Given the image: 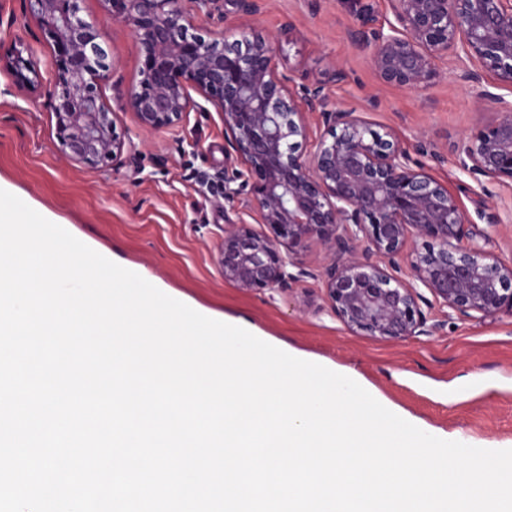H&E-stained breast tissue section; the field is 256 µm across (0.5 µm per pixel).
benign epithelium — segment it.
<instances>
[{"instance_id": "benign-epithelium-1", "label": "benign epithelium", "mask_w": 512, "mask_h": 512, "mask_svg": "<svg viewBox=\"0 0 512 512\" xmlns=\"http://www.w3.org/2000/svg\"><path fill=\"white\" fill-rule=\"evenodd\" d=\"M112 21L130 27L143 55L142 79L127 91L139 127L156 130L180 122L196 106L191 92L212 102L230 133L224 167V199L250 194L244 210L269 226L255 231L245 221L224 225L220 265L224 281L245 290H286L298 248L312 238L323 246L325 295L349 330L377 341H398L425 332L419 288L459 314L493 318L512 312V261L479 244L463 245L470 224L457 198L413 160L395 132L380 134L354 111L330 103L325 86L346 72L296 92L279 74L273 39L253 30L229 40L189 33L193 9L214 0H102ZM388 28L350 30L379 78L424 89L440 77L438 62L454 64L463 83L487 74L512 86V0H389ZM191 3L195 8L186 7ZM31 15L59 49L56 83L65 154L79 162L116 155L114 119L96 93L108 78L109 52L94 25L80 15L79 0H28ZM14 76L22 89L38 82V63L20 61ZM484 99L495 117L455 145L457 168L481 186L512 181V101L489 90ZM317 116L328 137L312 156L299 151L308 118ZM241 181L233 189L230 183ZM431 240L407 255L410 278L388 268L404 255L409 239Z\"/></svg>"}]
</instances>
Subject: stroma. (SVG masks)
<instances>
[{
    "mask_svg": "<svg viewBox=\"0 0 512 512\" xmlns=\"http://www.w3.org/2000/svg\"><path fill=\"white\" fill-rule=\"evenodd\" d=\"M81 8L110 48L114 76L97 93L114 113L124 147L116 158L94 163L61 151L57 48L26 0H0V182L53 213L99 254L160 281L173 298L218 318H246L315 361L355 370L437 435L512 449V314L482 319L435 308L436 333L393 342L358 335L325 299L323 251L314 240L295 255L289 290L243 291L225 282L219 253L224 226L237 214L214 188L230 151L221 113L204 100L180 123L142 131L126 103L127 90L141 79L140 46L130 28L112 24L101 0H83ZM366 14L382 27L391 18L387 0H263L257 15L233 21L238 29L274 36L277 68L294 87L343 66L347 81L326 89L337 107L363 113L375 129L395 130L406 148L420 136L431 138L445 161L429 164V173L458 198L486 249L512 260V184L485 197L452 161L455 144L480 124L482 87L456 82L445 61L426 89L381 82L349 36ZM20 55L39 65L37 92L18 88L7 68ZM487 208L499 212L501 223H487Z\"/></svg>",
    "mask_w": 512,
    "mask_h": 512,
    "instance_id": "35a3bbf8",
    "label": "stroma"
}]
</instances>
